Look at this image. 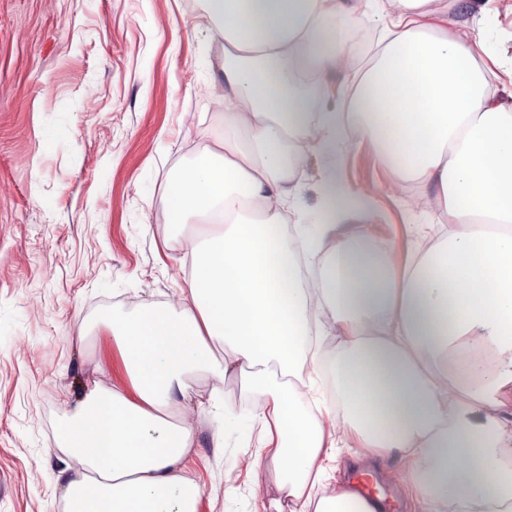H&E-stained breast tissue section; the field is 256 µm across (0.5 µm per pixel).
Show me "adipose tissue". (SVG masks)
Listing matches in <instances>:
<instances>
[{
	"label": "adipose tissue",
	"mask_w": 512,
	"mask_h": 512,
	"mask_svg": "<svg viewBox=\"0 0 512 512\" xmlns=\"http://www.w3.org/2000/svg\"><path fill=\"white\" fill-rule=\"evenodd\" d=\"M205 2L224 40L205 85L224 103L223 135L171 170L166 196L171 223L201 225L190 275L178 304L106 319L130 388L95 386L64 419L61 446L82 466L66 512H197L190 409L219 422V445L223 425L262 430L292 512H359L349 494L313 495L335 454L328 419L377 455L403 452L423 512H512V444L472 419L512 385V108L478 63L490 47L435 26L428 0ZM371 16L394 31L348 111H310L300 78L353 65L346 30ZM348 125L396 181L423 188L447 231L394 264L370 231L338 236L353 201L328 180L330 219L302 240L309 252L336 241L315 288L293 270L286 204L307 156L335 155ZM246 366L257 402L238 411L222 383ZM326 369L333 407L293 384ZM198 371L215 380L208 394L187 381Z\"/></svg>",
	"instance_id": "obj_1"
}]
</instances>
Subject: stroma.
<instances>
[{
  "mask_svg": "<svg viewBox=\"0 0 512 512\" xmlns=\"http://www.w3.org/2000/svg\"><path fill=\"white\" fill-rule=\"evenodd\" d=\"M450 35L486 36L512 60V0H430ZM204 0H0V512H64L62 486L78 470L57 424L88 387L128 385L105 317L177 303L190 267V224L170 223V171L215 147L224 111L204 82L223 54ZM369 141L331 159L309 156L288 202L290 218L320 223L321 185L335 168L374 200L341 229L393 236L404 260L426 237L416 189L391 194V172L365 164ZM189 475L198 512H291L271 466L253 448L195 414ZM329 487L341 492L364 466L393 470L399 512H416L403 454L364 456L341 422ZM233 495H226L227 486Z\"/></svg>",
  "mask_w": 512,
  "mask_h": 512,
  "instance_id": "1",
  "label": "stroma"
}]
</instances>
